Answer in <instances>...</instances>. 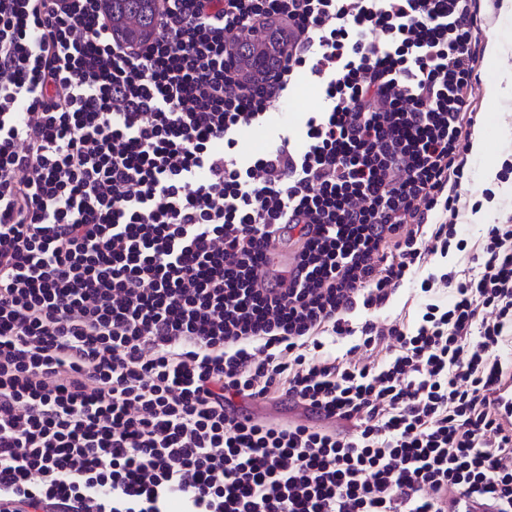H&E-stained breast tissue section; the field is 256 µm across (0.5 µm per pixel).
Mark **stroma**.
<instances>
[{"instance_id": "1", "label": "stroma", "mask_w": 512, "mask_h": 512, "mask_svg": "<svg viewBox=\"0 0 512 512\" xmlns=\"http://www.w3.org/2000/svg\"><path fill=\"white\" fill-rule=\"evenodd\" d=\"M480 15L484 20L486 38H498L504 52L498 59L480 54L477 65L479 82L475 87L474 104L478 112L477 130L481 131L485 150L482 155H468L466 174L458 188L461 210L457 219L460 235L468 241L481 238L487 220H499L512 212V173L505 164H512V101H493L487 98V83L503 72H512V19L502 17L496 0H481ZM320 99L308 77H301L286 101L275 103L273 113H287V123L299 126L304 113L316 111Z\"/></svg>"}]
</instances>
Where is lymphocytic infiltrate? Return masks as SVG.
<instances>
[{
    "label": "lymphocytic infiltrate",
    "mask_w": 512,
    "mask_h": 512,
    "mask_svg": "<svg viewBox=\"0 0 512 512\" xmlns=\"http://www.w3.org/2000/svg\"><path fill=\"white\" fill-rule=\"evenodd\" d=\"M106 2L0 0V512H512V215L448 221L477 0H161L142 47ZM302 76V142L242 150ZM452 246L472 268L428 272ZM407 288H412L411 286L401 288L402 290H399L397 294L393 297L392 301L388 305V307L382 312L380 315V322L383 325H388L395 320H401L404 317L405 312L409 308L410 302L408 305L404 308V305L410 295V292L412 290H408Z\"/></svg>",
    "instance_id": "1"
}]
</instances>
